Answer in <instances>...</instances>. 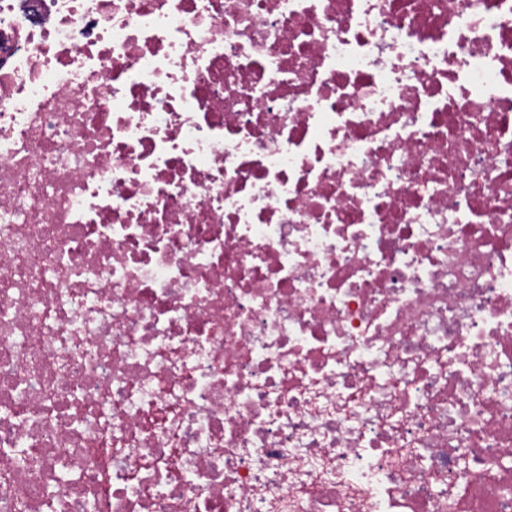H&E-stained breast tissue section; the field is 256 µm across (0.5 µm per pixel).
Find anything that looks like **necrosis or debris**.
<instances>
[{"instance_id": "4bbe7bcc", "label": "necrosis or debris", "mask_w": 512, "mask_h": 512, "mask_svg": "<svg viewBox=\"0 0 512 512\" xmlns=\"http://www.w3.org/2000/svg\"><path fill=\"white\" fill-rule=\"evenodd\" d=\"M0 512H512V0H0Z\"/></svg>"}]
</instances>
